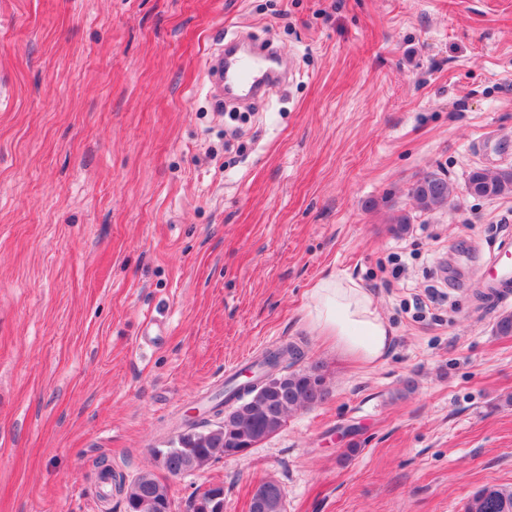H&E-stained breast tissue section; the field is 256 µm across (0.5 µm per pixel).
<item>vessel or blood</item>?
Wrapping results in <instances>:
<instances>
[{
	"instance_id": "1",
	"label": "vessel or blood",
	"mask_w": 512,
	"mask_h": 512,
	"mask_svg": "<svg viewBox=\"0 0 512 512\" xmlns=\"http://www.w3.org/2000/svg\"><path fill=\"white\" fill-rule=\"evenodd\" d=\"M209 67L219 81L221 95L228 98L269 97L285 75L282 56L276 50L218 52L212 55ZM481 275L491 301L512 297V243L502 242L490 253Z\"/></svg>"
}]
</instances>
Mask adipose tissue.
<instances>
[{"mask_svg":"<svg viewBox=\"0 0 512 512\" xmlns=\"http://www.w3.org/2000/svg\"><path fill=\"white\" fill-rule=\"evenodd\" d=\"M307 320L352 362L373 367L391 349L392 330L371 294L352 278L328 276L311 290Z\"/></svg>","mask_w":512,"mask_h":512,"instance_id":"1","label":"adipose tissue"}]
</instances>
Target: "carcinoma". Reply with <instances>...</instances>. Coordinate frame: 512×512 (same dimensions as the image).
I'll list each match as a JSON object with an SVG mask.
<instances>
[{"instance_id":"1","label":"carcinoma","mask_w":512,"mask_h":512,"mask_svg":"<svg viewBox=\"0 0 512 512\" xmlns=\"http://www.w3.org/2000/svg\"><path fill=\"white\" fill-rule=\"evenodd\" d=\"M469 194L481 198H504L512 195V168L488 172L472 169L467 177ZM455 189L451 183L434 172L418 177L407 189L421 213L443 211L448 208ZM302 358L296 345L287 343L267 350L257 366L261 375L276 367L285 369L281 392H269L259 397L249 410L230 425H218L207 420H188L197 428L194 434L177 441L173 448L155 450L161 469L171 475L184 476L201 470L212 462L236 454L240 443L262 434L273 435L296 411L321 404L329 395L323 366L312 363L296 369ZM118 492L124 495L126 512H173L169 486L152 470L142 471L131 482L123 477L116 480ZM224 493V488L194 493L188 500L187 512H215L211 495ZM464 512H512V486H487L473 493Z\"/></svg>"}]
</instances>
